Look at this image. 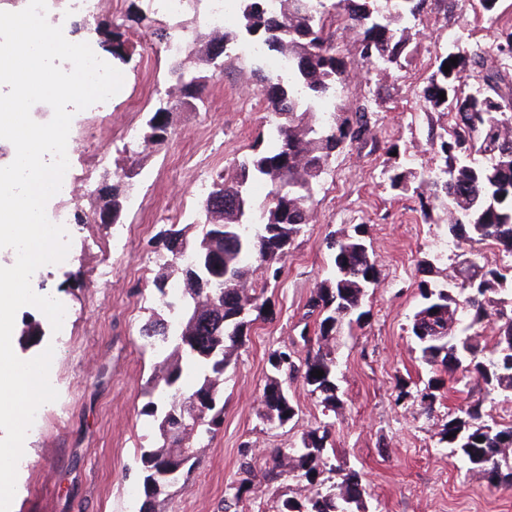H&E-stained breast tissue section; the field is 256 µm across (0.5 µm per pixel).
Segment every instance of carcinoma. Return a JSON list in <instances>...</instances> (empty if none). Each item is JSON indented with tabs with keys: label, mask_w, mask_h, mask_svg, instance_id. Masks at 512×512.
Masks as SVG:
<instances>
[{
	"label": "carcinoma",
	"mask_w": 512,
	"mask_h": 512,
	"mask_svg": "<svg viewBox=\"0 0 512 512\" xmlns=\"http://www.w3.org/2000/svg\"><path fill=\"white\" fill-rule=\"evenodd\" d=\"M239 31L209 35L208 47L195 50L188 43L187 56L194 60V71L182 62L172 67L186 100H200L209 75L216 73L214 50L225 53L231 44L246 40L277 53H288V75H264L262 91L274 121L268 141H256L251 154L236 164L233 177L219 175L202 198L203 223L192 248L179 253L170 242H183L184 230H166L163 244L167 251L163 271L154 282L163 297V306L178 315L169 321L157 314L141 328L147 344L156 337L175 339L173 362L165 363L163 375L150 380V391L157 400L148 401L144 414L159 420L161 443L143 455L144 493L155 498L167 491L174 480L154 474L163 466H176L178 475H188L196 464L194 442L210 438L216 428L193 431L172 426L173 398L205 400L200 409L207 422H220L224 415L219 382L233 350L243 344L251 315L265 307L261 295L246 288L252 266L257 264L278 279L281 264L297 237L312 222V198L331 157L341 146L368 138L367 112L361 108L355 118L342 119L344 105L336 102L343 86L346 64L336 53V30L351 35L359 54L371 65L399 62L409 40L402 23L417 17L424 0H286L279 15L271 14L266 0H239ZM184 27L158 26L152 34L160 44L182 36ZM458 58L457 65L450 59ZM112 58L129 61L125 33L112 31ZM450 72H444V65ZM481 81V92L459 94L468 77ZM505 75L488 64L480 48L462 50L448 44L423 88V98L434 109L454 112V127L448 137H440L439 150L444 166L422 177L406 169L389 176L390 186L420 196L421 204L438 201L445 215L448 236L489 241L501 254L494 267L470 261L458 271L455 281L436 284L421 281V304L411 322V336L421 358L432 367L460 372L466 384L484 385L487 392H512V309L506 301L491 297L497 286L512 277V86L502 93ZM446 99L440 100L439 93ZM171 139L167 113H148L143 127V143L161 146ZM265 178L271 189L262 201L250 193V184ZM128 183L115 176L111 190L101 196V205L88 215L74 212L77 224L97 222L99 214L112 210L117 220L127 198ZM332 270L307 303L300 338L307 348L300 363L293 352L275 350L269 356L274 375L263 389L262 420L273 425L292 422L296 409L288 386L281 376L301 377L303 383L323 395L322 404L333 410L340 402L336 385V349L332 343L343 325L361 323L366 290L379 282L377 261L369 251L363 225L340 236H331ZM183 285L174 297L168 283ZM495 316V343L481 347L472 329L489 316ZM209 318L213 329L202 331L199 320ZM314 319L315 335L308 332L307 320ZM323 376L315 377L312 371ZM330 423L302 432L298 448L266 449L267 466L255 472L252 460L240 464L233 493L224 498V512L238 506L255 479L268 485L292 475L305 483L302 498L286 493L280 496L278 512H366L367 485L359 473L329 453ZM441 440L454 449L468 470L482 475L493 489H512V427L502 428L484 419L483 403L474 401L448 415ZM325 473L337 482L326 485Z\"/></svg>",
	"instance_id": "carcinoma-1"
}]
</instances>
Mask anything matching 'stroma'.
Instances as JSON below:
<instances>
[{
	"mask_svg": "<svg viewBox=\"0 0 512 512\" xmlns=\"http://www.w3.org/2000/svg\"><path fill=\"white\" fill-rule=\"evenodd\" d=\"M136 13L143 22L129 23ZM97 18L125 31L132 59L120 67L121 90L74 142L78 195L52 197L49 206L91 211L102 183L131 168L137 175L117 223L69 225L72 257L43 266L31 279L34 291L67 306L66 329L53 333L32 306L16 315L15 354L29 360L53 347L59 398L44 404L42 426L25 438L10 512H142L147 505L152 512H224L243 449L255 454L256 468H265L262 449L299 447L302 431L322 421L332 425L331 448L366 482L369 512H512V489L489 488L441 440L449 414L478 399L490 419L512 424V395H488L433 370L410 334L421 301L418 283L446 282L466 258L489 261L487 246L448 242L439 206H422L413 191L391 189L387 180L397 167L417 173L441 167L432 140L453 119L431 109L422 90L452 38L463 48H482L489 63L498 64L500 34L512 28V0H499L491 16L481 0H459L453 10L448 0H426L409 22L412 36L399 63L386 69L363 62L352 37H338L336 51L348 71L344 115L367 106L371 135L334 155L313 197V221L295 240L280 277L254 271L266 306L224 372L223 423L200 448L191 475L151 500L144 494L142 456L156 449L159 435L142 409L164 352L146 345L140 329L162 309L153 285L162 234L200 222L199 183L232 173L254 142L267 137L272 115L257 74L262 63L241 41L209 81L205 105L183 103L172 112L169 145L145 147L142 125L158 105V90L176 88L168 74L171 57L150 35L162 14L149 0H100ZM358 224L380 283L366 297V319L343 327L336 342L341 402L326 412L319 395L294 379V423L270 426L259 417L268 357L298 341L305 304L327 276L331 235ZM30 325L38 335H26ZM433 380L437 400L427 416L417 395Z\"/></svg>",
	"mask_w": 512,
	"mask_h": 512,
	"instance_id": "35a3bbf8",
	"label": "stroma"
}]
</instances>
